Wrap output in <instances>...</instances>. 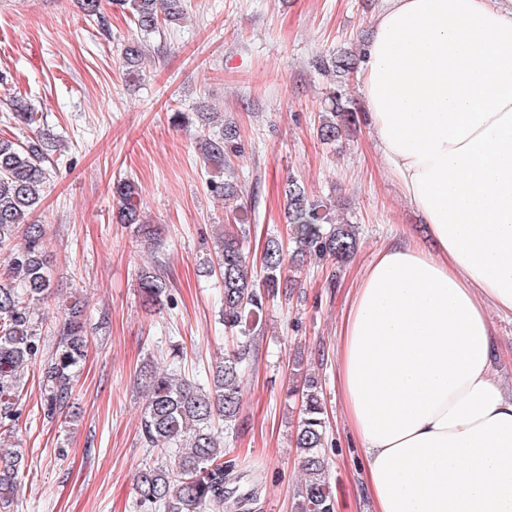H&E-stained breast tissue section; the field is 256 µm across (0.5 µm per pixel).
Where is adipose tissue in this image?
Wrapping results in <instances>:
<instances>
[{"mask_svg": "<svg viewBox=\"0 0 512 512\" xmlns=\"http://www.w3.org/2000/svg\"><path fill=\"white\" fill-rule=\"evenodd\" d=\"M359 80L376 146L436 245L379 248L336 344L371 512H512V398L491 314L512 316V16L387 0Z\"/></svg>", "mask_w": 512, "mask_h": 512, "instance_id": "ef3b65f1", "label": "adipose tissue"}]
</instances>
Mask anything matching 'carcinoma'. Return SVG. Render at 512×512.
<instances>
[{
  "instance_id": "obj_1",
  "label": "carcinoma",
  "mask_w": 512,
  "mask_h": 512,
  "mask_svg": "<svg viewBox=\"0 0 512 512\" xmlns=\"http://www.w3.org/2000/svg\"><path fill=\"white\" fill-rule=\"evenodd\" d=\"M137 28L149 35L161 25L178 23L184 15L183 0H113ZM145 55V45L132 40L123 48V62L136 67ZM15 123L31 126L36 113L19 97L8 101ZM207 133L201 136L203 160L224 164L241 153L237 133L231 128L214 130L213 117H204ZM355 122L354 109L334 91L322 112L317 129L322 140L333 141ZM49 143L44 140L19 145L0 137V246L8 247L20 226H26L24 243L12 249L5 282H0V502L12 500L17 488L19 455L9 450L8 439L21 415L18 401L21 378L46 344L41 336L37 307L53 292L51 275L44 259V235L30 223L39 205L48 171L43 167ZM210 191L226 200L238 197L230 181L212 182ZM117 200L119 223L130 227L141 242H152L156 229L146 224L139 204L136 183L120 179L112 184ZM289 246L276 238L267 240L260 271H255L244 247L245 235L220 230L214 241L217 275L223 290L224 327L239 332L236 350L224 357L201 384L164 369L147 374L146 402L141 434L149 447L171 452L169 461L136 473L137 505L157 512H251L260 482L239 492L241 476L233 460L224 459V446L215 431L218 421L225 428L235 425L241 406V382L249 365L255 334L261 328L265 304L281 288L284 269L301 271L305 260L314 256L344 262L358 246L353 224L330 223L327 206L312 200L304 187L292 180L286 190ZM167 284L155 268L141 269L139 296L151 308L161 301ZM86 341L82 307L72 304L65 312L44 369L41 407L44 418L61 417L69 405L72 381L84 356ZM290 393H301L295 447L300 452L305 481L298 487L293 512H336V500L326 457V409L318 377L293 375Z\"/></svg>"
}]
</instances>
